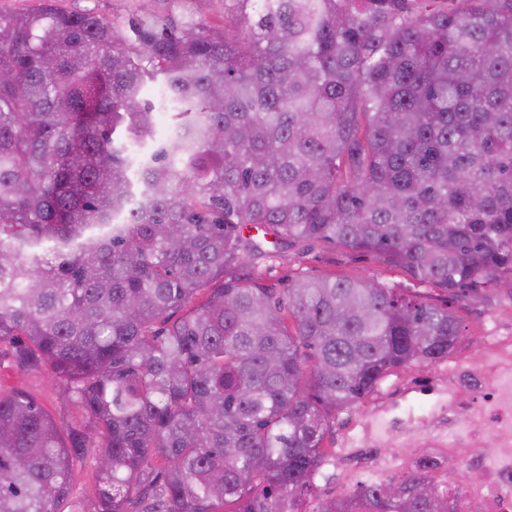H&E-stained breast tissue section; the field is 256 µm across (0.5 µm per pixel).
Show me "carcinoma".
Segmentation results:
<instances>
[{"mask_svg": "<svg viewBox=\"0 0 512 512\" xmlns=\"http://www.w3.org/2000/svg\"><path fill=\"white\" fill-rule=\"evenodd\" d=\"M231 2L130 37L0 15V343L84 418L0 392V512H59L87 461L96 512H298L332 417L462 336L374 279L240 263L320 240L453 297L512 278V0ZM433 467L316 512H448Z\"/></svg>", "mask_w": 512, "mask_h": 512, "instance_id": "cac0c4a2", "label": "carcinoma"}]
</instances>
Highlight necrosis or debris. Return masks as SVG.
<instances>
[{
	"mask_svg": "<svg viewBox=\"0 0 512 512\" xmlns=\"http://www.w3.org/2000/svg\"><path fill=\"white\" fill-rule=\"evenodd\" d=\"M448 374L478 381L476 400L449 397L448 433L434 438L448 498L455 512H512V335L495 333L482 353L449 359ZM486 436L493 452L472 456Z\"/></svg>",
	"mask_w": 512,
	"mask_h": 512,
	"instance_id": "necrosis-or-debris-1",
	"label": "necrosis or debris"
}]
</instances>
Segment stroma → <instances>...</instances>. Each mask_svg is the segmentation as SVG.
<instances>
[{"label": "stroma", "mask_w": 512, "mask_h": 512, "mask_svg": "<svg viewBox=\"0 0 512 512\" xmlns=\"http://www.w3.org/2000/svg\"><path fill=\"white\" fill-rule=\"evenodd\" d=\"M56 6L66 12L91 11L120 29L127 28L130 19L151 9L162 23L193 18L197 23L212 27L224 22V0H56ZM236 277L247 279L260 275L266 285L283 288L300 275L314 278H369L390 288H401L418 300L442 306L454 303L465 327L463 342L473 353L483 348L484 338L494 325L512 326V279L503 278L471 296L452 301L439 286L416 280L403 270L384 264L372 255H359L327 242H312L302 246L282 247L278 257L263 262L260 267L242 264L234 271ZM448 380V363L411 364L395 369L379 384L364 402L337 413L324 441L325 459L317 480L316 496L307 500V512H315L320 500L344 497L360 482L370 479L367 468L350 466L343 452L353 433H360L369 448H378L390 455L410 450L422 451L434 429L427 426L416 410L418 404L448 410V394L441 385ZM0 389H20L42 404L64 427H77L83 417L76 408L63 405L58 388L46 374H25L11 369L0 370ZM401 420L409 437L382 434L381 423Z\"/></svg>", "instance_id": "obj_1"}]
</instances>
